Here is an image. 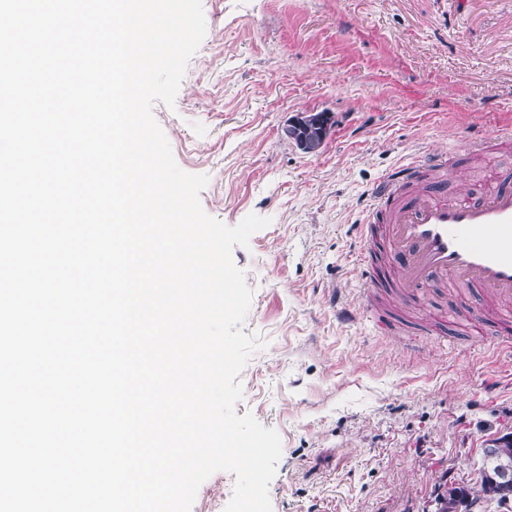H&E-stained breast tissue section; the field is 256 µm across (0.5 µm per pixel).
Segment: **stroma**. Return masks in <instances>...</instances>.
<instances>
[{
  "label": "stroma",
  "mask_w": 512,
  "mask_h": 512,
  "mask_svg": "<svg viewBox=\"0 0 512 512\" xmlns=\"http://www.w3.org/2000/svg\"><path fill=\"white\" fill-rule=\"evenodd\" d=\"M206 34L174 107L153 114L178 166L209 178L204 211L268 226L232 259L257 348L237 415L275 429L272 512H432L480 489L483 449L512 434V355L471 337L382 333L364 309L357 226L369 191L427 151L460 155L455 190L512 169L476 131L512 126V0H202ZM300 112L334 124L319 153L283 134ZM234 474L191 512H224Z\"/></svg>",
  "instance_id": "stroma-1"
}]
</instances>
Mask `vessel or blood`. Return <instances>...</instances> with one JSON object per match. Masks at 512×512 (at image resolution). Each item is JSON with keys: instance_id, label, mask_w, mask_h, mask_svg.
Listing matches in <instances>:
<instances>
[{"instance_id": "b4317fda", "label": "vessel or blood", "mask_w": 512, "mask_h": 512, "mask_svg": "<svg viewBox=\"0 0 512 512\" xmlns=\"http://www.w3.org/2000/svg\"><path fill=\"white\" fill-rule=\"evenodd\" d=\"M449 155L431 152L385 175L357 227L366 308L381 311L387 333L416 317L428 286L477 289L482 304L468 317V332L487 333L512 353V170L496 174L478 194H459L447 183L420 189L425 175L450 170Z\"/></svg>"}]
</instances>
